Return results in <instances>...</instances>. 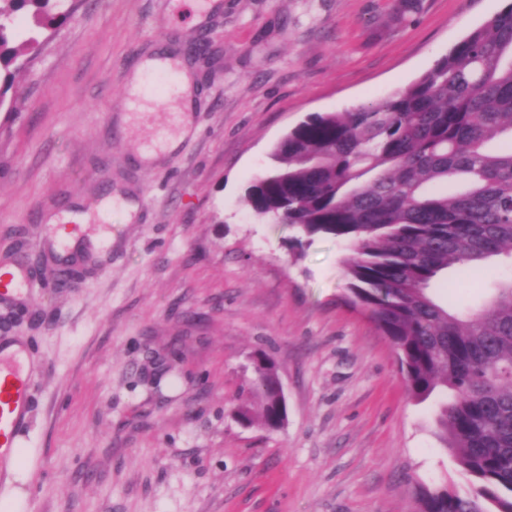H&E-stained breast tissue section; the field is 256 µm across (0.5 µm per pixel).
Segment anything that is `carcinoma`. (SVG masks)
Instances as JSON below:
<instances>
[{
  "label": "carcinoma",
  "instance_id": "cac0c4a2",
  "mask_svg": "<svg viewBox=\"0 0 512 512\" xmlns=\"http://www.w3.org/2000/svg\"><path fill=\"white\" fill-rule=\"evenodd\" d=\"M63 0H0V109L17 99L19 12L51 27ZM512 3L455 43L407 87L343 112L313 113L272 149L273 167L245 189L259 216L306 237L351 242L354 303L396 350L407 391L451 392L435 436L470 479L464 493L419 485L420 512H512V278L478 308L439 303L433 282L453 265L512 260ZM245 424L281 421L276 365L257 358Z\"/></svg>",
  "mask_w": 512,
  "mask_h": 512
}]
</instances>
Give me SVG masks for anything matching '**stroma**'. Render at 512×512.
<instances>
[{
	"instance_id": "obj_1",
	"label": "stroma",
	"mask_w": 512,
	"mask_h": 512,
	"mask_svg": "<svg viewBox=\"0 0 512 512\" xmlns=\"http://www.w3.org/2000/svg\"><path fill=\"white\" fill-rule=\"evenodd\" d=\"M505 0H82L51 29L0 112V263L39 264L0 299V342L26 348L35 377L19 437L20 512H418L416 485L469 488L434 435L443 391L418 401L396 352L351 301L349 243L298 241L244 203L272 147L316 112L404 88ZM181 60L198 88L194 136L161 98ZM86 215L99 257L61 281L53 220ZM512 268L449 269V306L481 303ZM266 354L283 427L235 412Z\"/></svg>"
}]
</instances>
